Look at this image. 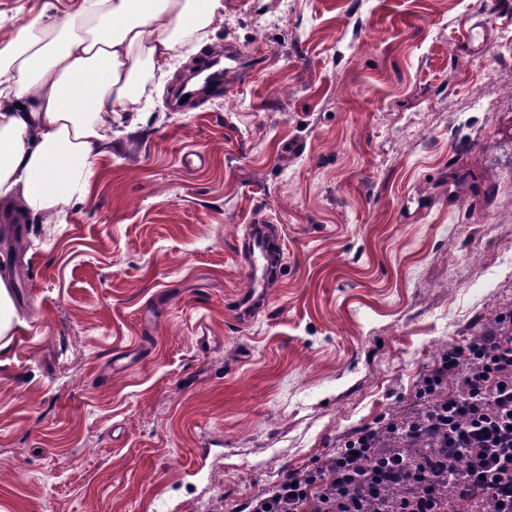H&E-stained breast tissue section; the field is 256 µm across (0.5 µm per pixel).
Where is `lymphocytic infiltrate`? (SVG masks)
<instances>
[{
	"mask_svg": "<svg viewBox=\"0 0 512 512\" xmlns=\"http://www.w3.org/2000/svg\"><path fill=\"white\" fill-rule=\"evenodd\" d=\"M427 380L431 387L417 390L414 409L426 407L427 392H443V414L425 427L438 448L424 449L412 464L389 453L379 458L366 447V430H359L353 439L358 450L343 469L309 483L301 474H286L271 493L249 503V512H268L273 499L284 512H369L365 498L384 484L401 486L405 494L382 512H512V330H489L449 346ZM463 451L475 466L460 474L451 496L448 467Z\"/></svg>",
	"mask_w": 512,
	"mask_h": 512,
	"instance_id": "lymphocytic-infiltrate-1",
	"label": "lymphocytic infiltrate"
}]
</instances>
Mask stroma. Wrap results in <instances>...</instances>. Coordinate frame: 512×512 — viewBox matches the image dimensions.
Masks as SVG:
<instances>
[{
    "instance_id": "1",
    "label": "stroma",
    "mask_w": 512,
    "mask_h": 512,
    "mask_svg": "<svg viewBox=\"0 0 512 512\" xmlns=\"http://www.w3.org/2000/svg\"><path fill=\"white\" fill-rule=\"evenodd\" d=\"M49 1L79 4L0 0V44ZM507 25L512 0H224L87 200L0 237L18 313L0 512H242L409 407L449 345L511 311ZM228 43L263 64L172 108ZM253 224L281 252L245 317Z\"/></svg>"
}]
</instances>
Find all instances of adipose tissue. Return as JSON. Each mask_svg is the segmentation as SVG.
Returning <instances> with one entry per match:
<instances>
[{"label":"adipose tissue","mask_w":512,"mask_h":512,"mask_svg":"<svg viewBox=\"0 0 512 512\" xmlns=\"http://www.w3.org/2000/svg\"><path fill=\"white\" fill-rule=\"evenodd\" d=\"M223 19L224 0H81L27 19L0 46V199L28 221L85 200L148 78Z\"/></svg>","instance_id":"ef3b65f1"}]
</instances>
